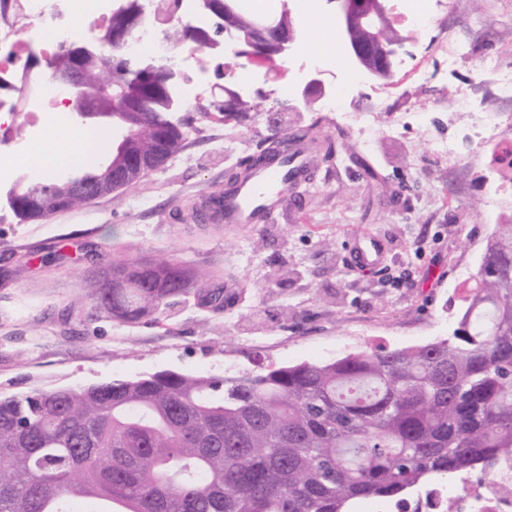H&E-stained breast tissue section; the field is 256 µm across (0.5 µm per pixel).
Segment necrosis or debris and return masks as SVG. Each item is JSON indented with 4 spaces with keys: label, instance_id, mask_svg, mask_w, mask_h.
I'll return each instance as SVG.
<instances>
[{
    "label": "necrosis or debris",
    "instance_id": "necrosis-or-debris-1",
    "mask_svg": "<svg viewBox=\"0 0 512 512\" xmlns=\"http://www.w3.org/2000/svg\"><path fill=\"white\" fill-rule=\"evenodd\" d=\"M118 0H0V75H8L11 94L0 95V184L10 181L15 162L28 153L30 140H17L15 126L31 127V138L49 130L56 112L67 103V89L30 64L33 45L51 57L64 38L80 34L86 25L106 24ZM142 27L131 41L135 54L165 56L185 67L196 50H161L160 35L176 17L194 14V0H181L171 12L169 0H141ZM458 499L461 512H512V472L493 475L463 491L441 486L430 494L403 503L376 502L363 512H446L449 499Z\"/></svg>",
    "mask_w": 512,
    "mask_h": 512
}]
</instances>
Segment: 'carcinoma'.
<instances>
[{
  "instance_id": "cac0c4a2",
  "label": "carcinoma",
  "mask_w": 512,
  "mask_h": 512,
  "mask_svg": "<svg viewBox=\"0 0 512 512\" xmlns=\"http://www.w3.org/2000/svg\"><path fill=\"white\" fill-rule=\"evenodd\" d=\"M137 0L112 10L122 28ZM239 6L224 37L253 50ZM108 48L74 37L49 58L50 76L78 64L89 89L101 74L130 91L131 151L156 168L184 134L166 118L176 70L126 73L107 66ZM272 139L239 172L275 158ZM124 186L143 173L112 148ZM73 181L95 182L103 167L74 165ZM7 202L22 221L62 210L66 183L21 175ZM35 195L41 207H28ZM125 287L89 280L95 308L119 323L164 313L194 294L222 310L233 297L197 288L204 276L178 258L120 257ZM452 337L418 347L362 351L237 375L163 370L87 387L0 396V512H353L366 499L398 500L451 478L488 476L512 460V223L497 224Z\"/></svg>"
}]
</instances>
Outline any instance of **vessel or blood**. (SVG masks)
<instances>
[{
    "label": "vessel or blood",
    "mask_w": 512,
    "mask_h": 512,
    "mask_svg": "<svg viewBox=\"0 0 512 512\" xmlns=\"http://www.w3.org/2000/svg\"><path fill=\"white\" fill-rule=\"evenodd\" d=\"M310 167L305 144L291 142L287 162L250 171L237 184L225 188L220 201L225 225L264 223L269 213L287 206L289 191L304 181ZM382 253L381 243L372 236L359 235L352 242L351 256L357 265H377Z\"/></svg>",
    "instance_id": "1"
}]
</instances>
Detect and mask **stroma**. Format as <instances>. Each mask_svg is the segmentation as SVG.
<instances>
[{
  "mask_svg": "<svg viewBox=\"0 0 512 512\" xmlns=\"http://www.w3.org/2000/svg\"><path fill=\"white\" fill-rule=\"evenodd\" d=\"M461 45L463 54L449 48ZM309 60L227 65L200 52L179 71L182 150L136 185L19 221L0 202V394L88 386L158 371L221 374L334 360L359 350L451 337L496 224L512 219V164L476 138L473 118L511 112L512 0H455V11L407 34L385 83L350 76L345 110L327 99L292 108ZM246 111L218 115L225 89ZM377 122L360 137L364 113ZM309 124L310 180L264 224L198 223L200 198L223 192L237 160L274 131ZM451 144L448 155L436 146ZM498 190L499 205L487 196ZM360 234L385 248L376 267L349 253ZM175 257L208 287L237 292L216 313L195 297L120 324L96 311L86 282L114 257Z\"/></svg>",
  "mask_w": 512,
  "mask_h": 512,
  "instance_id": "35a3bbf8",
  "label": "stroma"
}]
</instances>
